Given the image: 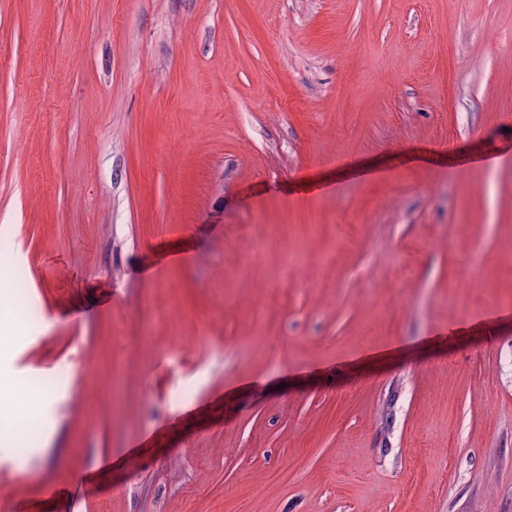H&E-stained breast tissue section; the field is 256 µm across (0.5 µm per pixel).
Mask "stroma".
<instances>
[{
    "mask_svg": "<svg viewBox=\"0 0 512 512\" xmlns=\"http://www.w3.org/2000/svg\"><path fill=\"white\" fill-rule=\"evenodd\" d=\"M1 255L0 512H512V0H0ZM258 238L252 243L247 255V262L253 263L259 259L262 254L264 243L267 240L277 239L282 236V225L263 224L258 232ZM256 329H262L264 336H240L237 338L239 345L249 343L255 338H263L267 341L277 338L278 313L270 308H261L255 315ZM5 392H10L13 399L8 403H0V418L1 421H9L14 419L20 413L31 414L35 416H42L44 409V399L37 390H29L21 403L14 399L13 387L4 381L3 375H0V395Z\"/></svg>",
    "mask_w": 512,
    "mask_h": 512,
    "instance_id": "35a3bbf8",
    "label": "stroma"
}]
</instances>
